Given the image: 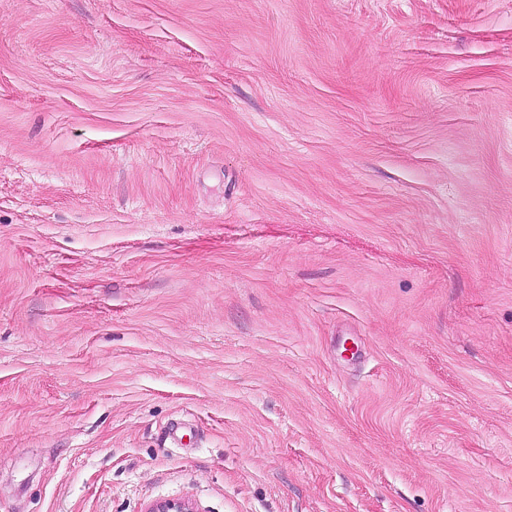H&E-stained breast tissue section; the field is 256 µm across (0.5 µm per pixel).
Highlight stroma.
I'll return each mask as SVG.
<instances>
[{"instance_id": "stroma-1", "label": "stroma", "mask_w": 512, "mask_h": 512, "mask_svg": "<svg viewBox=\"0 0 512 512\" xmlns=\"http://www.w3.org/2000/svg\"><path fill=\"white\" fill-rule=\"evenodd\" d=\"M512 512V0H0V512ZM144 512H199L189 498H164L149 503Z\"/></svg>"}]
</instances>
